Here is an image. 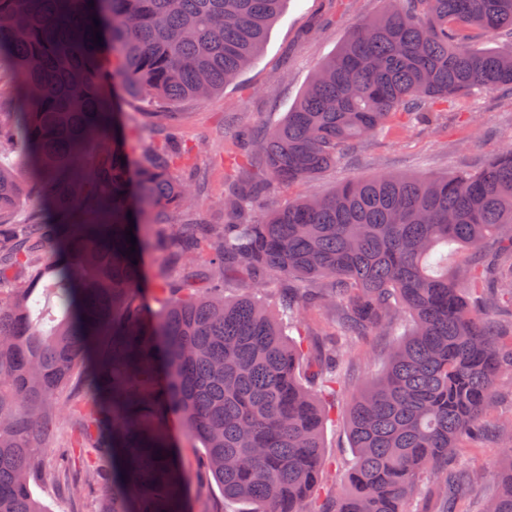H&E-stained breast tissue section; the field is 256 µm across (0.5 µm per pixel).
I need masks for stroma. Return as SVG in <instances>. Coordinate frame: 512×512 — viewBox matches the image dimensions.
Instances as JSON below:
<instances>
[{
	"mask_svg": "<svg viewBox=\"0 0 512 512\" xmlns=\"http://www.w3.org/2000/svg\"><path fill=\"white\" fill-rule=\"evenodd\" d=\"M384 0H285L278 19L255 60L236 81L203 101L168 104L180 127L182 147L193 164L206 174L204 194L190 214L206 224L224 221L217 200L235 180L261 177L259 160L238 165L241 131L259 130L278 123L309 82L314 71L340 46L360 20L378 14ZM114 108L129 113L127 151L133 165L147 161L146 148L153 137L143 115L156 111L146 98L110 95ZM512 146V94L495 96L473 92L440 106L427 124L393 121L387 132L357 146L347 147L345 159L309 181L277 189L270 204L283 205L303 196L327 194L353 178L382 174L405 176L444 175L459 169L480 167L496 151ZM178 249L161 226H150L145 238L143 264L147 281L169 271ZM390 339L374 336L348 345L343 363L348 382L337 398L344 407L350 395L384 367ZM179 442L184 468V488L194 512H244L242 502L225 500L217 483L199 464L198 443L188 437L178 420L167 424ZM324 454L332 466L326 476L336 484L352 460L351 442L344 417L328 424L323 437ZM505 450L493 429L483 438L463 448L459 456L462 470L492 475ZM106 489L87 490L80 502L58 492L52 473L42 478L40 494L50 512H97Z\"/></svg>",
	"mask_w": 512,
	"mask_h": 512,
	"instance_id": "35a3bbf8",
	"label": "stroma"
}]
</instances>
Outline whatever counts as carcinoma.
<instances>
[{
	"mask_svg": "<svg viewBox=\"0 0 512 512\" xmlns=\"http://www.w3.org/2000/svg\"><path fill=\"white\" fill-rule=\"evenodd\" d=\"M283 2L0 0V59L13 64L17 98L0 107V154L18 155L0 164V512H49L35 491L44 439L75 412L89 458L78 476L63 459L55 472L73 501L83 482L109 484L100 512H187L166 429L175 416L225 499L314 512L330 470L329 410L303 378L331 395L344 379L329 367L342 349L309 358L289 337L312 304L338 308L345 338L392 337L384 372L345 410L355 461L324 512H412L426 498L460 512L455 461L483 436L498 377L512 370V332L494 330L469 299L490 267L497 297L512 302V240L484 253L512 224V148L476 171L379 175L286 206L267 195L341 162L345 145L395 118L424 121L475 90L512 92V51L471 47L512 32V0H386L279 125L243 136L263 178L224 195V223L171 222L189 211L200 173L184 174L190 158L171 150L177 127L162 112L161 141L131 171L109 87L160 104L203 101L253 62ZM26 199L34 208L17 225ZM46 203L77 220L46 222ZM146 211L180 247L176 274L153 288L156 314L141 288ZM450 243L477 257L464 286L432 261ZM231 268L288 285L279 311L251 292L226 297ZM497 434L507 451L484 512H512V421Z\"/></svg>",
	"mask_w": 512,
	"mask_h": 512,
	"instance_id": "1",
	"label": "carcinoma"
}]
</instances>
